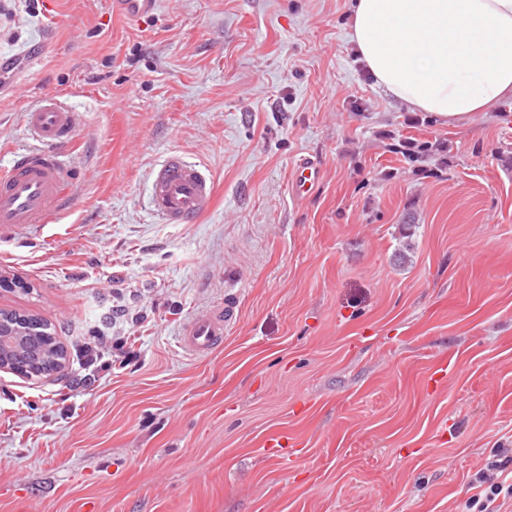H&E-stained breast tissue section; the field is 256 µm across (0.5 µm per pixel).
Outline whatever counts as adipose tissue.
<instances>
[{
	"instance_id": "adipose-tissue-1",
	"label": "adipose tissue",
	"mask_w": 512,
	"mask_h": 512,
	"mask_svg": "<svg viewBox=\"0 0 512 512\" xmlns=\"http://www.w3.org/2000/svg\"><path fill=\"white\" fill-rule=\"evenodd\" d=\"M351 39L386 96L460 123L512 96V0H352Z\"/></svg>"
}]
</instances>
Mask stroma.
Here are the masks:
<instances>
[{
  "label": "stroma",
  "instance_id": "35a3bbf8",
  "mask_svg": "<svg viewBox=\"0 0 512 512\" xmlns=\"http://www.w3.org/2000/svg\"><path fill=\"white\" fill-rule=\"evenodd\" d=\"M349 4L0 0V51L46 43L0 98V164L44 95L82 117L71 210L0 238L26 283L0 308L66 352L109 330L135 353L88 384L73 360L0 371V512H458L512 448V98L410 111L357 58ZM173 152L215 180L200 223L151 210ZM227 300L223 347L186 355L183 326ZM160 5L159 0H113L112 6L129 17L151 14ZM294 177L297 194H307L319 179V169L314 162L304 159L297 164Z\"/></svg>",
  "mask_w": 512,
  "mask_h": 512
}]
</instances>
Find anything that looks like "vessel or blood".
I'll use <instances>...</instances> for the list:
<instances>
[{
	"instance_id": "vessel-or-blood-1",
	"label": "vessel or blood",
	"mask_w": 512,
	"mask_h": 512,
	"mask_svg": "<svg viewBox=\"0 0 512 512\" xmlns=\"http://www.w3.org/2000/svg\"><path fill=\"white\" fill-rule=\"evenodd\" d=\"M116 10L130 17L152 13L159 0H112ZM43 47L31 44L11 55L0 54V73L21 80L37 65ZM80 127L79 113L59 96H45L24 113V128L33 139L28 151L0 166V235L35 228L70 211L72 197L67 187L74 165L62 147ZM319 179L314 162L301 160L295 170L298 194L311 191ZM153 212L166 224H195L208 209L214 183L201 165L177 153L169 154L154 170L150 181ZM236 319V306L226 303L202 310L183 327L179 346L190 356L201 357L224 345V331Z\"/></svg>"
}]
</instances>
